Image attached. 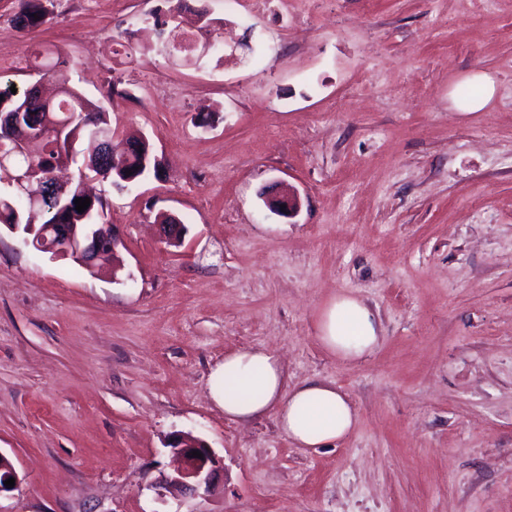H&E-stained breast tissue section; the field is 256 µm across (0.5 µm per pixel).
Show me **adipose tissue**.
<instances>
[{"mask_svg": "<svg viewBox=\"0 0 512 512\" xmlns=\"http://www.w3.org/2000/svg\"><path fill=\"white\" fill-rule=\"evenodd\" d=\"M377 314L361 299L339 295L318 317V340L336 358L355 363L380 342ZM210 393L225 417L249 420L275 414L281 431L300 448H322L347 436L357 413L335 385L319 380L289 384L279 359L262 347L225 354L210 377Z\"/></svg>", "mask_w": 512, "mask_h": 512, "instance_id": "1", "label": "adipose tissue"}]
</instances>
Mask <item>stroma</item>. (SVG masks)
Masks as SVG:
<instances>
[{
	"mask_svg": "<svg viewBox=\"0 0 512 512\" xmlns=\"http://www.w3.org/2000/svg\"><path fill=\"white\" fill-rule=\"evenodd\" d=\"M46 6L24 32L0 0V83L58 52L113 148L146 135L161 167L93 184L116 271L0 230V455L20 479L0 512H512V0H182L183 30L223 29L196 63L151 28L169 0ZM476 75L494 94L460 111ZM279 181L295 217L260 196ZM341 294L382 323L356 364L317 339ZM248 347L335 384L352 433L313 452L273 414L225 418L209 376ZM176 432L221 460L220 492L162 490ZM158 224V233L162 240L168 244L177 243L184 231V224H180V218L171 212H163L160 214ZM164 220L165 223H161Z\"/></svg>",
	"mask_w": 512,
	"mask_h": 512,
	"instance_id": "1",
	"label": "stroma"
}]
</instances>
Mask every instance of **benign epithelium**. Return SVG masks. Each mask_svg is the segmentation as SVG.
Here are the masks:
<instances>
[{"mask_svg": "<svg viewBox=\"0 0 512 512\" xmlns=\"http://www.w3.org/2000/svg\"><path fill=\"white\" fill-rule=\"evenodd\" d=\"M210 42H200L193 36L173 29L165 40L166 55L172 59H179L187 63L201 59L209 52ZM27 113L0 112V130L15 133L12 141L13 152L24 153L27 143L36 134H42L44 129L38 124L26 127L23 117ZM266 206L270 211L283 216L291 217L300 207V198L292 188L275 187L261 192ZM162 223L158 224V233L162 240L168 244L178 242L184 231L180 218L171 212L160 214ZM7 228L22 236L25 246L36 252L48 254L53 259L65 258L73 255L84 266H94L98 261L109 256L117 257V249L122 244L116 228L104 224L98 228H91L87 224H29L22 227L20 224H9ZM56 236V242L47 240L46 232ZM180 459V466L174 474L166 477L165 485L174 487L190 496L200 493L211 494L219 488V466L211 450L199 439L185 434H177L171 444ZM198 451L202 457L192 456Z\"/></svg>", "mask_w": 512, "mask_h": 512, "instance_id": "obj_1", "label": "benign epithelium"}]
</instances>
